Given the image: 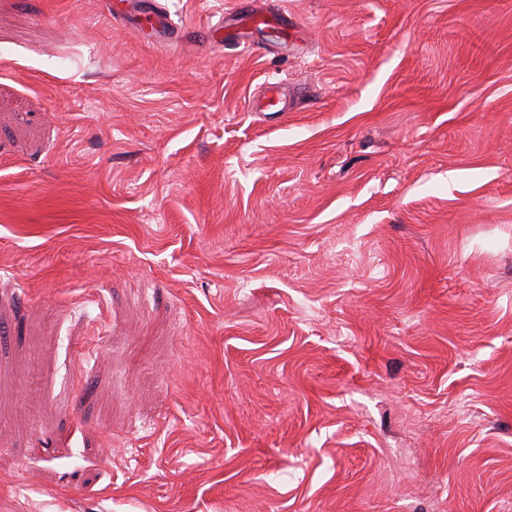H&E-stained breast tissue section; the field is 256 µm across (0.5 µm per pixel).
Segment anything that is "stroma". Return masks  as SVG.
<instances>
[{
  "label": "stroma",
  "instance_id": "1",
  "mask_svg": "<svg viewBox=\"0 0 512 512\" xmlns=\"http://www.w3.org/2000/svg\"><path fill=\"white\" fill-rule=\"evenodd\" d=\"M105 2L0 0V512H512V0ZM148 13L151 16L150 26L157 38L164 40L177 38L185 30V28L172 26L167 10L160 4L156 5V10H149Z\"/></svg>",
  "mask_w": 512,
  "mask_h": 512
}]
</instances>
